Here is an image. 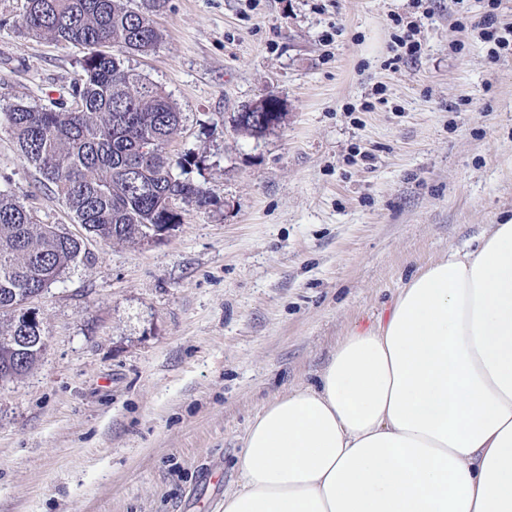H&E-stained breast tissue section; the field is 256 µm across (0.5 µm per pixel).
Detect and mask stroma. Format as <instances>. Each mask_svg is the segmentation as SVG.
<instances>
[{"instance_id": "obj_1", "label": "stroma", "mask_w": 512, "mask_h": 512, "mask_svg": "<svg viewBox=\"0 0 512 512\" xmlns=\"http://www.w3.org/2000/svg\"><path fill=\"white\" fill-rule=\"evenodd\" d=\"M24 9L0 0V108L59 104L81 72ZM489 12L512 28V0H166L162 41L126 64L182 112L170 150L210 199L158 242L85 234L0 126V193L85 244L33 303L39 361L0 383V512H224L199 466L234 488L265 405L416 269L512 221V50L482 39ZM269 92L284 122L235 131ZM394 21L402 30V35L398 36V43L400 48L405 49L404 55L411 58L419 56L421 44L418 45L415 36L419 32L420 21L411 16H398ZM263 108L265 111L266 105L259 100L245 106L244 112H238L233 116L235 130L253 137L264 136L258 122H252L251 114H247L248 112H263Z\"/></svg>"}]
</instances>
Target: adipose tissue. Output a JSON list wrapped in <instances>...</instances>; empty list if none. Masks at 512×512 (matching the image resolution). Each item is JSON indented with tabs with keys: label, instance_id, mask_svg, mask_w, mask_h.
I'll return each mask as SVG.
<instances>
[{
	"label": "adipose tissue",
	"instance_id": "ef3b65f1",
	"mask_svg": "<svg viewBox=\"0 0 512 512\" xmlns=\"http://www.w3.org/2000/svg\"><path fill=\"white\" fill-rule=\"evenodd\" d=\"M243 448L224 512H512V222L418 268Z\"/></svg>",
	"mask_w": 512,
	"mask_h": 512
}]
</instances>
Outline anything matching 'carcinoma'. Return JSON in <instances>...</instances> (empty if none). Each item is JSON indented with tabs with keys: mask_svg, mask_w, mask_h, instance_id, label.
<instances>
[{
	"mask_svg": "<svg viewBox=\"0 0 512 512\" xmlns=\"http://www.w3.org/2000/svg\"><path fill=\"white\" fill-rule=\"evenodd\" d=\"M134 10L124 0H26L27 34L86 50L70 105L43 109L16 103L1 110L23 159L61 196L76 223L103 241L144 242L150 225L178 224V203L202 206L208 193L181 177L189 154L169 145L183 113L170 95L124 65L162 40L153 16L166 0ZM236 131L263 135L251 115L233 116ZM83 240L38 224L14 198L0 194V381L32 369L35 346L11 348L12 302L40 294L80 258Z\"/></svg>",
	"mask_w": 512,
	"mask_h": 512,
	"instance_id": "1",
	"label": "carcinoma"
}]
</instances>
